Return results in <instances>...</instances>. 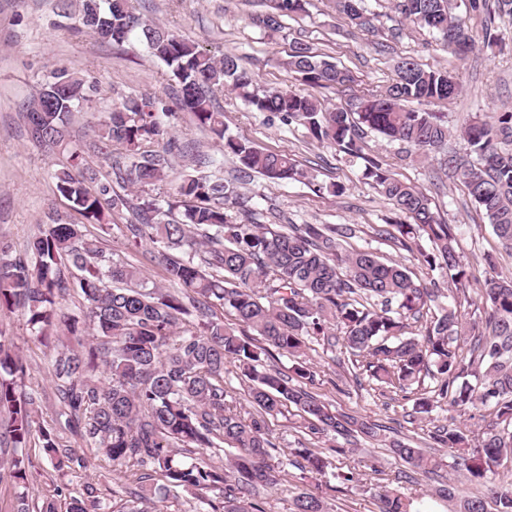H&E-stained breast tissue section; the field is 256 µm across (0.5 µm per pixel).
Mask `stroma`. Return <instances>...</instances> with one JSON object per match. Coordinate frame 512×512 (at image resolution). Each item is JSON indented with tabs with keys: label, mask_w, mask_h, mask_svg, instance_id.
<instances>
[{
	"label": "stroma",
	"mask_w": 512,
	"mask_h": 512,
	"mask_svg": "<svg viewBox=\"0 0 512 512\" xmlns=\"http://www.w3.org/2000/svg\"><path fill=\"white\" fill-rule=\"evenodd\" d=\"M132 6L137 14L198 41L214 55L229 52L239 56L259 87L312 95L330 108L351 109L359 98L383 91L394 79L395 64L402 57L413 58L427 70H451L462 86L461 94L450 101L422 103L421 108L442 116L450 130L448 150L461 154L469 150L461 130L470 120L512 110L510 18L499 23L502 41L495 52L477 50L459 60L442 50L435 33L402 23L393 0H364L365 8L380 16L372 32L348 26L332 0H307L304 11L288 18L286 29L277 34L251 22L253 15L268 11L269 0H132ZM77 18V6H63L62 0H0V243L10 244L17 255L25 253L29 240L51 220L80 223L57 193L52 176L66 164L70 149L84 150L88 166L99 175H111L110 160L93 146L92 127L101 111L131 95L167 97L172 92L167 67L150 56L139 41L118 45L77 31ZM297 39L351 71L353 82L314 88L299 81L285 65L289 44ZM56 68L90 72L98 82L99 94L76 114L65 145L51 148L32 139L21 112L44 76ZM217 104L234 134L270 150L287 151L309 174L305 180L278 183L256 174L243 176L239 161L224 154L214 135L199 128L189 113L175 111L169 119L173 134L223 159L225 181L237 186L256 222L352 225L356 234L349 241L350 248L400 262L414 280L429 282L431 276L418 255L398 248L389 238L393 206L363 176L365 157L379 158L395 177L426 192L443 220L459 226L457 251L470 275L467 293L458 299L459 310L466 322L483 318L481 302L487 276L483 255L493 253L498 272L505 275H512V255L499 249L487 217L468 196L461 178L445 166L448 150L431 153L420 164L404 161L398 155V143L371 132L364 140L362 157L357 158L339 151L336 145L313 140L300 125L254 111L231 90L219 93ZM332 182L343 185L341 194L315 192V184ZM130 218V213H123L116 219V228L107 230L81 223L82 231L86 237L98 239L110 258L138 267L149 281L166 285L151 244L131 245L119 232V225ZM0 328L13 336L26 365L19 385L34 398L40 422L52 425L59 436L69 440L77 457L61 470L43 457H34L27 484L32 505L40 506L48 499L64 512L70 499L91 483L101 501L119 512L134 488L132 480L113 472L95 449L73 438L48 370L47 348L32 335L22 313L0 319ZM307 359L316 372L313 393L337 412L365 418L382 425L384 431L378 441L359 439L349 444L337 439V446L346 447L347 452L330 455L325 476L305 477L297 466L282 464L278 484L259 490L265 512H292L293 499L302 492L321 496L329 512H381L382 495L396 490L410 500L411 512H453V502L439 496L438 488L482 491L481 483L464 477L455 451L433 443L429 433L434 427L456 424L480 434L494 419L490 409L459 413L442 406L411 423L406 415L412 410L413 397L380 395L368 377L356 376L344 348L326 353L314 344ZM393 438L441 457L442 468L431 477L406 481L386 446ZM350 468L355 469L357 482L344 484L336 479V472Z\"/></svg>",
	"instance_id": "35a3bbf8"
}]
</instances>
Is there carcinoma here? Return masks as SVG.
<instances>
[{
    "label": "carcinoma",
    "instance_id": "1",
    "mask_svg": "<svg viewBox=\"0 0 512 512\" xmlns=\"http://www.w3.org/2000/svg\"><path fill=\"white\" fill-rule=\"evenodd\" d=\"M304 0H274L273 11L252 17L270 32L285 28L284 18L303 10ZM81 28L115 43L136 37L169 69L176 83L173 98L192 113L197 125L223 143L241 172L273 181L306 177L285 151H275L232 134L224 113L215 109L216 93L229 87L258 112H272L304 126L313 139L336 144L350 156L362 153L368 130L403 145L406 157L426 156L448 145V126L440 115L417 107L423 101L448 100L460 92L446 70H426L402 57L393 82L379 95L361 99L356 109L326 108L311 95L275 88L258 90L240 58H216L197 42L137 16L130 0H80ZM337 10L359 29L374 28L362 0H335ZM403 20L436 33L443 50L463 56L452 36L492 48L499 41L496 19L512 16V0H467V12L483 16L475 36L453 12L452 0H395ZM288 67L311 87L352 82L346 69L312 52L307 43H290ZM97 91L88 72L57 68L37 95L24 105L33 137L47 145L62 142L73 113ZM171 108L156 96H130L111 107L94 126L104 148L122 149L112 161L115 181H101L73 150L68 165L54 172L56 190L85 220L108 226L115 214L133 211L124 236L156 249L167 281L179 288L149 285L142 272L107 258L97 241L83 238L77 224H49L29 243L27 257L0 244V316L21 312L31 332L47 345L60 331L85 333L79 349L61 345L50 358V373L72 433L97 449L113 471L137 472L140 490L121 512H147L169 488L194 492L205 512H265L252 495L276 482L270 463L276 445L268 421L285 416L293 405L302 425L320 438L330 434L380 436L379 425L336 415L307 390L316 371L301 360L305 348L342 345L381 392L407 391L430 378L434 386L414 398L416 414L439 404L464 411L491 406L500 426L487 429L469 445L460 427L437 426L431 438L458 452L466 475L485 479L501 460L512 458V276L488 267L482 325L466 333L457 306L448 304L430 320L425 334L407 336L406 320L419 318L438 297L436 282L417 283L407 268L385 263L371 251L348 250L349 224H257L253 210L240 201L237 187L217 174H180L173 193L159 199L146 189L164 181L178 159L209 168L215 160L189 141L170 135ZM471 157L448 153L468 196L487 216L505 249H512V112H496L462 130ZM365 178L391 202L397 218L394 241L418 251L428 270L444 283L465 291L468 273L455 248L454 227L443 222L431 199L417 186L393 176L383 163L365 158ZM424 237L429 249L419 245ZM80 271L83 297L78 312L66 314L61 300L66 284L62 266ZM378 301L369 308L359 299ZM229 314L243 330L224 322ZM470 341L474 358L464 361L460 342ZM279 354L296 359L293 375L266 368ZM235 365L250 382L247 405L224 390V367ZM25 370L13 337L0 330V483L23 488L15 512L30 510L26 487L31 460L24 449L39 439V452L61 470L73 461L72 449L53 428L36 421L35 400L17 378ZM394 458L409 477L434 473L441 459L400 439L389 441ZM235 449L229 470L212 455ZM197 452L192 461L181 451ZM302 472L322 474L325 452L297 448ZM161 472L164 483L152 481ZM438 493L455 502V512H512V489L488 486V496L463 495L443 487ZM294 512H326L321 497L299 494ZM400 493L387 494L381 512H409ZM66 512H104L97 489L89 484Z\"/></svg>",
    "mask_w": 512,
    "mask_h": 512
}]
</instances>
